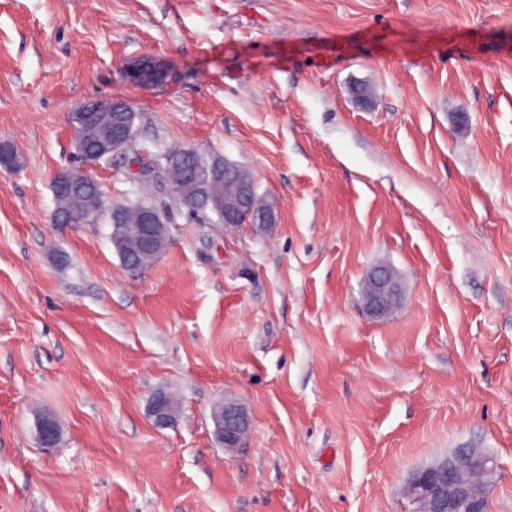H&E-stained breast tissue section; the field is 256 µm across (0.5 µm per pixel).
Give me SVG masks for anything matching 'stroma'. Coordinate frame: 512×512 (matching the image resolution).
I'll list each match as a JSON object with an SVG mask.
<instances>
[{
    "mask_svg": "<svg viewBox=\"0 0 512 512\" xmlns=\"http://www.w3.org/2000/svg\"><path fill=\"white\" fill-rule=\"evenodd\" d=\"M140 57L166 80L123 79ZM108 95L136 152L247 166L276 223L225 229L157 177L169 242L138 272L107 222L51 223L70 117ZM0 144V512H407L456 448L512 512V0H0ZM133 154L95 169L108 203ZM380 264L405 299L372 320ZM177 405L166 393H158L150 406L151 416L158 426L169 425L175 418ZM218 441L229 451L245 447V439L250 428V418L246 409L234 400H224L213 411Z\"/></svg>",
    "mask_w": 512,
    "mask_h": 512,
    "instance_id": "obj_1",
    "label": "stroma"
}]
</instances>
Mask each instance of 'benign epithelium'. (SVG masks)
<instances>
[{"instance_id": "1", "label": "benign epithelium", "mask_w": 512, "mask_h": 512, "mask_svg": "<svg viewBox=\"0 0 512 512\" xmlns=\"http://www.w3.org/2000/svg\"><path fill=\"white\" fill-rule=\"evenodd\" d=\"M165 78L166 71L154 60L140 58L130 62L125 77L139 83V70L143 64ZM132 114L129 103L119 97L104 96L92 100V113L75 112L72 123L76 134L77 157L84 158L82 145L92 140L109 146L116 152L128 146L134 138V129L129 121ZM105 160V153H99L89 161L79 162V166L64 173V181H54L52 186L57 206L51 214L55 224L68 223L62 199L70 200L72 208L86 215L95 214L96 206L81 197L71 194V185L77 180L90 181L91 171ZM186 167L178 181L171 182L174 199L183 205L194 202L198 190L200 168L192 158L185 159ZM255 185L251 179L239 180L238 191L225 202L214 201L215 211L220 215L224 227L233 228L253 215L252 196ZM138 224H115L112 237L121 243L120 257L124 265L133 271L142 270L150 261L156 260L168 244V224L161 219V210L155 206L144 207L139 213ZM365 287L369 288L365 305L367 315L381 319L394 311L399 281L393 270L378 266L368 273ZM177 411L175 401L161 392L152 400L151 416L159 426L170 424ZM218 441L229 451L245 447V439L250 428V418L246 409L234 400H226L213 411ZM38 440L42 447L55 445L58 430L50 417L38 421ZM495 458L481 448H459L452 459L443 458L428 467L414 472L406 487L409 499V512H459L467 508L471 512H485L483 501L490 491L491 478L496 473Z\"/></svg>"}]
</instances>
